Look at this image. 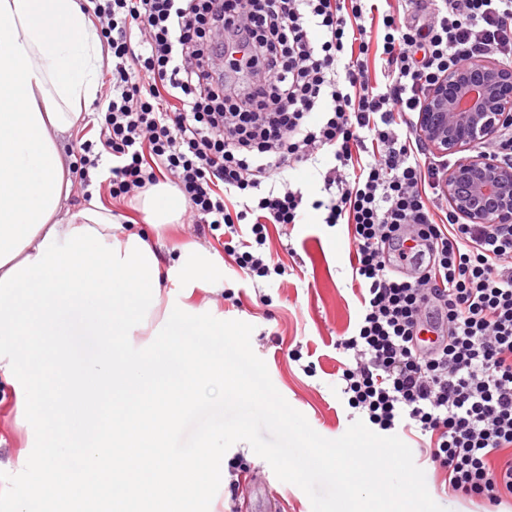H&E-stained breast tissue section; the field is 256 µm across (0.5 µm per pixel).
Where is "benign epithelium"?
Segmentation results:
<instances>
[{
    "instance_id": "benign-epithelium-1",
    "label": "benign epithelium",
    "mask_w": 512,
    "mask_h": 512,
    "mask_svg": "<svg viewBox=\"0 0 512 512\" xmlns=\"http://www.w3.org/2000/svg\"><path fill=\"white\" fill-rule=\"evenodd\" d=\"M512 124V68L472 58L426 91L419 135L437 155L476 151ZM442 190L471 224H512V162L481 151L445 172Z\"/></svg>"
}]
</instances>
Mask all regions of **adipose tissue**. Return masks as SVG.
Masks as SVG:
<instances>
[{"mask_svg":"<svg viewBox=\"0 0 512 512\" xmlns=\"http://www.w3.org/2000/svg\"><path fill=\"white\" fill-rule=\"evenodd\" d=\"M99 32L79 0H0V380L16 393L39 476L15 484L19 512H203L211 450L224 412L178 461L168 435L199 404L205 378L246 394L209 306L160 310L174 280L193 292L224 289L202 249L163 264L138 229H123L99 195L67 204L63 141L93 100ZM187 201L160 182L142 195L154 228Z\"/></svg>","mask_w":512,"mask_h":512,"instance_id":"adipose-tissue-1","label":"adipose tissue"}]
</instances>
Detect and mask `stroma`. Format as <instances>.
<instances>
[{"instance_id": "stroma-1", "label": "stroma", "mask_w": 512, "mask_h": 512, "mask_svg": "<svg viewBox=\"0 0 512 512\" xmlns=\"http://www.w3.org/2000/svg\"><path fill=\"white\" fill-rule=\"evenodd\" d=\"M161 260H169L186 244L203 246L224 265V286L233 299L214 296L216 313L227 320L253 325L251 345L266 363L270 378L286 401L304 414L321 436L336 439L356 420L343 399L336 369L343 355L336 339L359 316V303L351 288L352 247L345 227H328L321 212L307 210L301 223L270 225L266 251L286 267L284 276L258 283L245 279L222 245L194 225L181 223L151 236ZM268 296L269 305L259 304ZM0 405V431L6 442L0 446V512H16L7 491L16 482L38 477L37 465L23 466L18 459L27 444L24 427L10 411L13 394ZM231 454L243 455L259 466L256 484L267 495L280 496L284 512H312L307 495L296 485L277 479L270 465L244 442L234 444ZM427 489L446 512H486L487 506L452 494L445 476L423 464Z\"/></svg>"}]
</instances>
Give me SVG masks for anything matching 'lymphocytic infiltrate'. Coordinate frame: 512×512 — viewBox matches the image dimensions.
I'll return each instance as SVG.
<instances>
[{
    "label": "lymphocytic infiltrate",
    "mask_w": 512,
    "mask_h": 512,
    "mask_svg": "<svg viewBox=\"0 0 512 512\" xmlns=\"http://www.w3.org/2000/svg\"><path fill=\"white\" fill-rule=\"evenodd\" d=\"M111 95L73 172L112 165L113 198L170 176L190 223L252 281L286 272L268 227L303 218L285 178L318 152L329 226L346 225L360 314L336 348L350 408L419 448L453 493L512 496V224L444 208L418 134L426 89L473 57L512 68V0H91ZM435 342L422 344L424 332Z\"/></svg>",
    "instance_id": "lymphocytic-infiltrate-1"
}]
</instances>
